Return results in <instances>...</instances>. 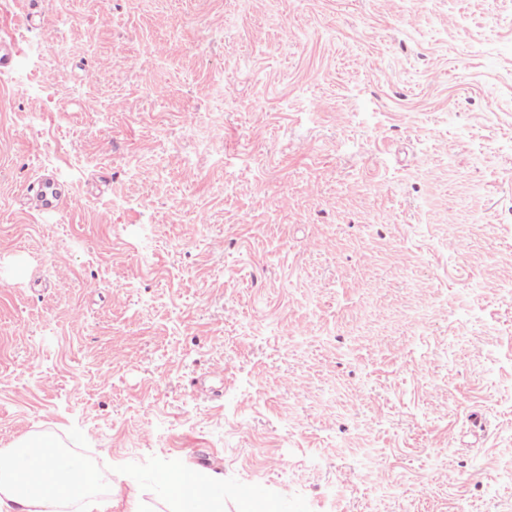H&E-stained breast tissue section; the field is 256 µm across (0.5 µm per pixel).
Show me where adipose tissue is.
Segmentation results:
<instances>
[{
  "instance_id": "obj_1",
  "label": "adipose tissue",
  "mask_w": 512,
  "mask_h": 512,
  "mask_svg": "<svg viewBox=\"0 0 512 512\" xmlns=\"http://www.w3.org/2000/svg\"><path fill=\"white\" fill-rule=\"evenodd\" d=\"M61 451L49 438H18L0 455V512H59L68 499L82 497L87 512H104L90 499L91 476L83 468L61 469Z\"/></svg>"
}]
</instances>
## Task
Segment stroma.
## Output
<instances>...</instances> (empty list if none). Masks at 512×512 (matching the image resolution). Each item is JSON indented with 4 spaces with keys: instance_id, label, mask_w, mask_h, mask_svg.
<instances>
[{
    "instance_id": "obj_1",
    "label": "stroma",
    "mask_w": 512,
    "mask_h": 512,
    "mask_svg": "<svg viewBox=\"0 0 512 512\" xmlns=\"http://www.w3.org/2000/svg\"><path fill=\"white\" fill-rule=\"evenodd\" d=\"M0 40V453L55 437L109 512L186 472L512 512V0H10ZM32 201L35 207L44 211H60L76 203L72 193L49 174L40 178Z\"/></svg>"
}]
</instances>
